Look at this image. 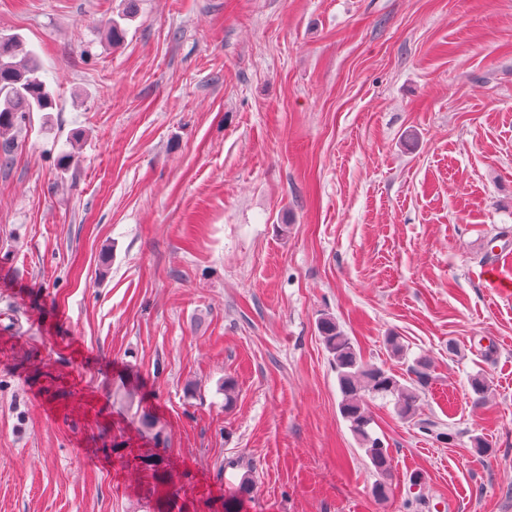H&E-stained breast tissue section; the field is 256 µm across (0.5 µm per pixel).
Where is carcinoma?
<instances>
[{
	"instance_id": "1",
	"label": "carcinoma",
	"mask_w": 512,
	"mask_h": 512,
	"mask_svg": "<svg viewBox=\"0 0 512 512\" xmlns=\"http://www.w3.org/2000/svg\"><path fill=\"white\" fill-rule=\"evenodd\" d=\"M52 107V95L41 80L39 67L31 54L18 39L0 38V166H7L14 160L15 142L9 133L26 125L30 113L45 112ZM319 332L336 368L341 415L378 476L372 493L383 499L388 491L385 478L392 467V456L383 441L371 433L373 418L369 401L392 396L400 417H414L420 393L431 380V366L423 359L415 361L408 369L410 385L407 386L391 369L365 364L360 351L333 317L321 318ZM469 385L474 404H484L488 381L476 375L470 378Z\"/></svg>"
}]
</instances>
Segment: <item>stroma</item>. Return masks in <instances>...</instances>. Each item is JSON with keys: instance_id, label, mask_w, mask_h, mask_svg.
Wrapping results in <instances>:
<instances>
[{"instance_id": "stroma-1", "label": "stroma", "mask_w": 512, "mask_h": 512, "mask_svg": "<svg viewBox=\"0 0 512 512\" xmlns=\"http://www.w3.org/2000/svg\"><path fill=\"white\" fill-rule=\"evenodd\" d=\"M0 36L54 98L0 168V512H512V0H0ZM326 314L431 363L414 418L370 404L384 500Z\"/></svg>"}]
</instances>
